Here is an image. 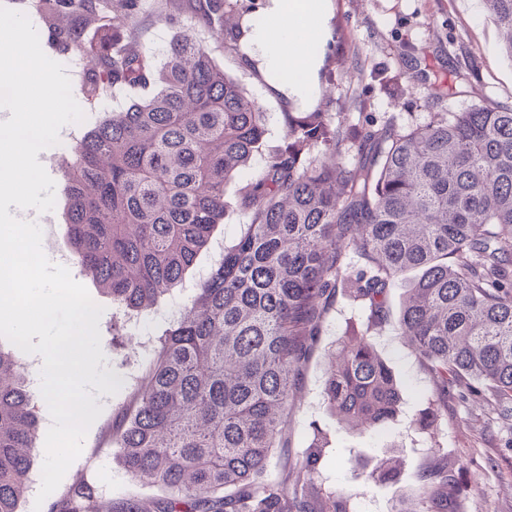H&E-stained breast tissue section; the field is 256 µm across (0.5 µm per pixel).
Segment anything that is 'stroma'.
<instances>
[{
	"instance_id": "35a3bbf8",
	"label": "stroma",
	"mask_w": 512,
	"mask_h": 512,
	"mask_svg": "<svg viewBox=\"0 0 512 512\" xmlns=\"http://www.w3.org/2000/svg\"><path fill=\"white\" fill-rule=\"evenodd\" d=\"M326 5L332 18L321 54L326 59L343 55L347 61L331 81L321 83L319 99L337 119L356 123L372 118L415 126L428 122L434 112L449 116L488 103L512 104V56L507 54L484 0H326ZM138 24L146 45L155 50L163 49L185 30H194L225 73L262 105L268 144L279 143L291 104L268 88L238 50L220 48L216 36L199 27L188 5H181L176 12L146 8ZM458 74L463 77L460 94L440 97L441 81ZM263 165V156H256L248 172L227 184L224 222L208 250L198 256L182 286L154 310L127 322L116 315L110 297L88 285L91 298L103 308L99 332L104 358L99 367L111 371L121 388L115 395L97 397L102 412L90 426L80 456L43 502L36 496L45 459L44 433L51 416L46 402H39L41 434L30 450L32 471L21 512H49L53 502L84 478L97 481L109 499L135 497L146 502L158 496L156 487L133 480L118 461L112 430L121 412L136 401L155 340L248 223V215L237 204L238 191ZM403 295V282H396L389 292L387 319L372 335L403 392L398 417L367 430L338 428L324 396L328 362L343 336L362 329L366 313L344 296H337L297 388L286 445L277 450L269 478L278 479L293 470L322 432L328 444L317 466L316 485L346 490L351 496V512H405L413 505L432 448L440 444L447 448L455 468L460 512H512V413L483 401L461 399L452 392L447 412L431 427H415V419L434 392V383L399 334L397 319ZM382 456L401 460L395 480L371 478V460Z\"/></svg>"
}]
</instances>
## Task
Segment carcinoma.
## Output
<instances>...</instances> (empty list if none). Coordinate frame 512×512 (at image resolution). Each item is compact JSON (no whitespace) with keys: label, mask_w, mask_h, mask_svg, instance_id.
I'll return each instance as SVG.
<instances>
[{"label":"carcinoma","mask_w":512,"mask_h":512,"mask_svg":"<svg viewBox=\"0 0 512 512\" xmlns=\"http://www.w3.org/2000/svg\"><path fill=\"white\" fill-rule=\"evenodd\" d=\"M147 0H22L41 46L80 70L99 119L63 153L60 194L70 252L118 309L147 312L176 288L224 220V187L253 157L265 165L240 192L250 216L154 350L135 406L114 431L117 457L164 495L150 507L107 501L82 480L52 512H350V495L313 483L320 446L284 478L266 474L284 446L294 391L326 314L344 292L368 311L346 335L324 394L343 427L382 425L402 393L368 338L387 290L409 270L398 330L427 366L434 399L448 391L512 402V105H484L401 128L351 124L317 106L288 113L266 144L265 112L191 30L162 52L141 41ZM200 22L234 47L242 28H215L233 0H195ZM507 34L512 0H486ZM356 147L342 161L344 146ZM364 260L352 277L348 253ZM37 405L0 349V512H21ZM399 470L379 458L372 476ZM457 480L433 450L409 512H454Z\"/></svg>","instance_id":"1"}]
</instances>
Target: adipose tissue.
Wrapping results in <instances>:
<instances>
[{
    "instance_id": "obj_1",
    "label": "adipose tissue",
    "mask_w": 512,
    "mask_h": 512,
    "mask_svg": "<svg viewBox=\"0 0 512 512\" xmlns=\"http://www.w3.org/2000/svg\"><path fill=\"white\" fill-rule=\"evenodd\" d=\"M311 0H267L261 18L250 22L241 49L267 85L286 100L305 105L316 97L318 59L298 51L320 43L327 26L324 7L309 11Z\"/></svg>"
}]
</instances>
